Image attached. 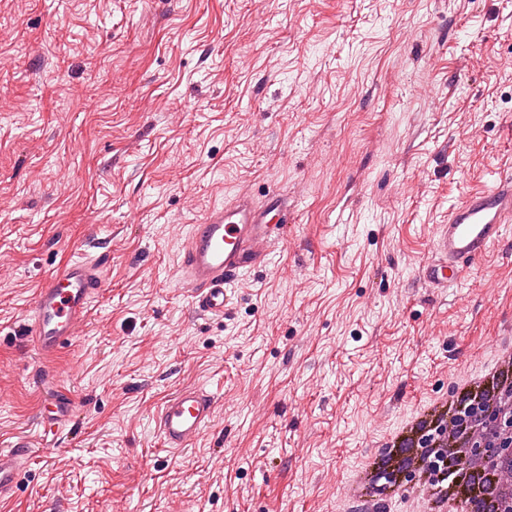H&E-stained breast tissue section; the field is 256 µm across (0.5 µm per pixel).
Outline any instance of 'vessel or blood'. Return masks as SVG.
<instances>
[{"label": "vessel or blood", "mask_w": 512, "mask_h": 512, "mask_svg": "<svg viewBox=\"0 0 512 512\" xmlns=\"http://www.w3.org/2000/svg\"><path fill=\"white\" fill-rule=\"evenodd\" d=\"M288 215L287 198L272 192L260 204L242 198L212 210L195 225L178 271L199 314H223L232 289L282 244ZM511 220L512 174H503L449 210L447 223L438 225L431 238V257L418 272L420 283L434 289L458 286L471 267L501 242L504 226ZM106 265L100 258H75L41 281L24 324L39 354L51 355L77 336L100 294ZM73 412L72 399L57 394L43 415L44 425L58 429ZM213 418V395L188 386L163 402L156 423L163 445L180 450L199 438ZM26 459L23 448L0 451L1 501L12 498Z\"/></svg>", "instance_id": "obj_1"}]
</instances>
